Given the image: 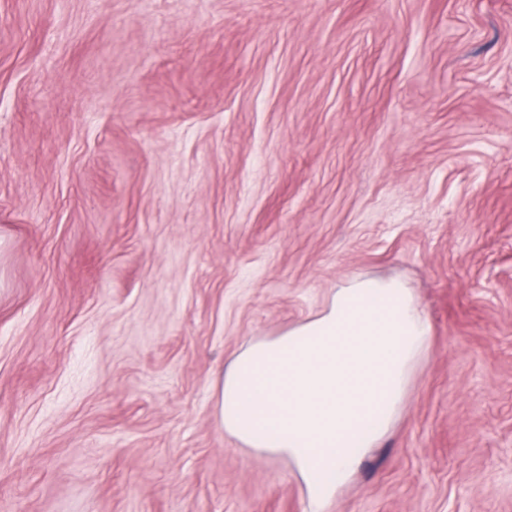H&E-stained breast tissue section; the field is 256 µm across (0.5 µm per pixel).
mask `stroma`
<instances>
[{"mask_svg": "<svg viewBox=\"0 0 512 512\" xmlns=\"http://www.w3.org/2000/svg\"><path fill=\"white\" fill-rule=\"evenodd\" d=\"M360 275L433 338L328 512H512V0H0V512H304L213 383Z\"/></svg>", "mask_w": 512, "mask_h": 512, "instance_id": "1", "label": "stroma"}]
</instances>
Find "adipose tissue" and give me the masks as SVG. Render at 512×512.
I'll return each instance as SVG.
<instances>
[{
    "label": "adipose tissue",
    "instance_id": "obj_1",
    "mask_svg": "<svg viewBox=\"0 0 512 512\" xmlns=\"http://www.w3.org/2000/svg\"><path fill=\"white\" fill-rule=\"evenodd\" d=\"M430 337L406 282L354 277L313 317L235 355L215 385L217 423L245 447L287 458L307 512H327L400 416Z\"/></svg>",
    "mask_w": 512,
    "mask_h": 512
}]
</instances>
